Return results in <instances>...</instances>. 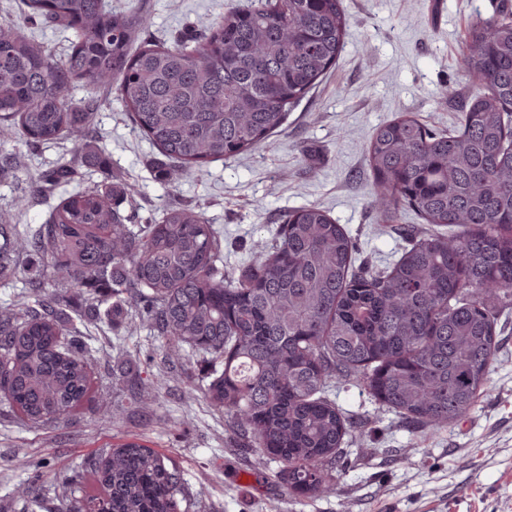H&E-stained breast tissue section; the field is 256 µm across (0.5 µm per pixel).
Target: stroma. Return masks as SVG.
Wrapping results in <instances>:
<instances>
[{"label": "stroma", "mask_w": 512, "mask_h": 512, "mask_svg": "<svg viewBox=\"0 0 512 512\" xmlns=\"http://www.w3.org/2000/svg\"><path fill=\"white\" fill-rule=\"evenodd\" d=\"M113 10L149 19L142 36L170 46L246 0H108ZM349 20L345 49L327 78L289 112L282 130L258 148L210 163L203 178H155L157 150L138 133L116 87L83 83L77 101L101 103L93 119L96 143L115 178L135 186L122 210L152 224L170 207L201 209L224 245V272L240 274L252 243L270 236L281 215L316 204L342 224L359 258L374 268L397 260L406 232L378 223L369 207L372 175L366 149L376 128L402 114L428 128L458 127L462 102L473 92L457 58L467 29L492 12L490 0H343ZM16 164L0 172V213L29 195L57 162L72 160L70 142L34 146L13 138ZM80 168L74 180L34 199L13 215L36 227L60 198L100 181ZM500 352L491 380L467 418L428 435L392 412L378 411L360 388L337 384L331 397L355 419L339 461L335 490L313 499L293 495L277 479L280 466L258 465L249 448L233 447L228 418L199 389L213 368L202 360L168 361L161 338L141 317L111 327L82 322L95 357L97 394L118 417L105 426L93 409L43 429L31 428L0 406V512H56L55 487L82 471L87 459L125 441L165 456L179 472L185 512H512V314L501 317ZM164 374L152 410L133 397V383L149 386ZM45 462L49 486L39 503L16 494L30 480L19 460Z\"/></svg>", "instance_id": "35a3bbf8"}]
</instances>
